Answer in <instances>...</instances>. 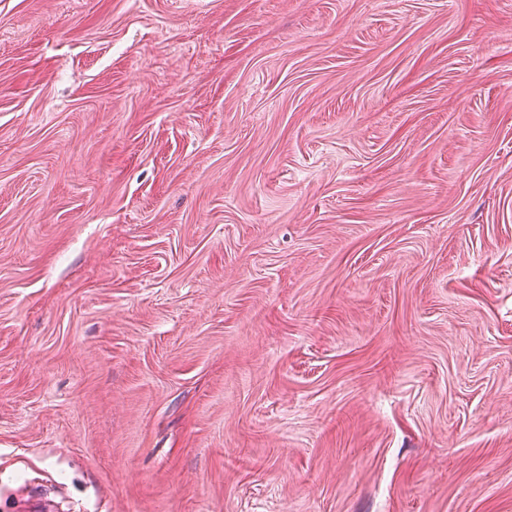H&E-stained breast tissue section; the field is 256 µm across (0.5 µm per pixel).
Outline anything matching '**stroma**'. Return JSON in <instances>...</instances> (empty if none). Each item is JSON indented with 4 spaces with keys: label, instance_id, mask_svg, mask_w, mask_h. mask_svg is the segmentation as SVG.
<instances>
[{
    "label": "stroma",
    "instance_id": "stroma-1",
    "mask_svg": "<svg viewBox=\"0 0 512 512\" xmlns=\"http://www.w3.org/2000/svg\"><path fill=\"white\" fill-rule=\"evenodd\" d=\"M512 512V0H0V512Z\"/></svg>",
    "mask_w": 512,
    "mask_h": 512
}]
</instances>
